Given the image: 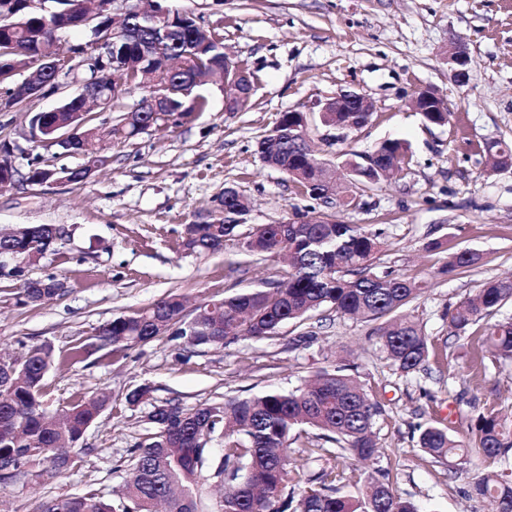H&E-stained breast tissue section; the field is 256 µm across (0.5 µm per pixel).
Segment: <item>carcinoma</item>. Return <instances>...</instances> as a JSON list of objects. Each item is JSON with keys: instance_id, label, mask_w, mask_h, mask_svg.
Instances as JSON below:
<instances>
[{"instance_id": "cac0c4a2", "label": "carcinoma", "mask_w": 512, "mask_h": 512, "mask_svg": "<svg viewBox=\"0 0 512 512\" xmlns=\"http://www.w3.org/2000/svg\"><path fill=\"white\" fill-rule=\"evenodd\" d=\"M11 26L0 28V76L3 84L15 83L11 60L36 57L50 46L58 33L74 28L38 11H19ZM131 24L139 29V40L125 45L114 60L109 75H118L117 65L131 55L142 61L144 74H152L150 46L160 30L150 17L137 14ZM162 53L174 61L162 79L166 105L174 112L201 111L207 105L202 89L224 68V44L211 31L196 25L172 26L164 36ZM83 103L72 98L57 112L40 117L44 127H76L88 140L97 138L96 128L84 123ZM370 116L363 112H328L325 122L340 129L361 128ZM299 113H284L270 134L262 138L257 152L262 161L292 178L301 192L313 196L319 174L308 166L295 138ZM154 126L151 109L126 115L107 132L109 138H130ZM408 152L398 140L386 139L375 146L368 166L357 171L371 188L394 174L395 163ZM224 218L185 225L182 246L194 253L216 252L230 238H244L242 251L256 259L284 255L288 271L270 290H243L219 304L199 307L190 325L182 323L184 298L169 295L131 315L112 319L99 329L100 340L123 352L172 332L190 347H225L242 336L255 340L276 333L287 323H301L312 313L328 308L338 314L367 321L387 317L378 328L386 359L399 373L409 375L423 369L432 343L423 327L401 315L421 292L414 278L393 270L373 271L374 259L385 242L382 232L360 224H343L333 218L279 224H246L248 209L238 194L219 199ZM61 237L49 224L25 226L18 236L1 242L0 248L16 250L28 264L39 261ZM482 256L472 250L453 255L439 273L478 264ZM58 280H26L21 295L31 305H43L60 295ZM512 302V278L490 279L478 292L462 301L451 313L454 334L471 333L476 348L472 376L486 375L485 352L512 359V318L495 323L484 333L472 330L481 320L492 318ZM55 363L50 345L31 346L26 356L12 361L15 373L0 374V470L12 478L24 473L37 458L54 454L62 461L57 473L84 461L80 442L88 427L110 403L103 394L80 398L56 412L44 403L43 381ZM152 388L143 384L125 395V402L138 406L151 402L147 421L152 432L133 449L129 461L132 479L118 499L108 503L89 491L83 495L58 497L40 502L36 512H201L200 492L204 472L216 467L224 483V497L214 512H421L411 499L398 495L390 483L369 477L336 486L334 470L321 469L300 491L288 487L290 441L305 428L322 432L328 448H310L316 458L370 462L380 454L374 426L384 409L372 401L358 380L337 366L323 367L310 381L292 390H270L248 398H230L186 408L177 399L159 404L151 401ZM418 446L436 461L475 456L489 459L512 450V426L495 410L477 417L463 444L434 422L418 426ZM223 444V455L213 465L211 443ZM473 490L492 501L495 512H512V473L487 472Z\"/></svg>"}]
</instances>
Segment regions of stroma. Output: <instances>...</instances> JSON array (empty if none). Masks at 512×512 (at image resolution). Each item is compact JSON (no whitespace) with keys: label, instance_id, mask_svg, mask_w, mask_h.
<instances>
[{"label":"stroma","instance_id":"stroma-1","mask_svg":"<svg viewBox=\"0 0 512 512\" xmlns=\"http://www.w3.org/2000/svg\"><path fill=\"white\" fill-rule=\"evenodd\" d=\"M219 34L224 50L247 73V104L229 111L221 83L205 87L203 111L173 116L127 140L100 141L105 162L80 184L33 186L32 162L57 169L83 164L80 155L44 148L30 135L29 115L48 112L76 93L59 92L0 112V145H9L17 171L0 190V230L51 224L62 236L21 277L0 276V350L23 355L50 344L56 362L44 378L49 410L107 393L110 404L83 436L82 466L53 477L46 461L24 476L0 481V512H35L39 502L97 491L112 500L128 476L132 448L150 430L149 405L128 406L126 393L151 385L155 401L179 399L193 408L227 397L289 390L324 366L346 367L381 403L376 431L381 455L369 466L348 465L347 479L387 477L423 512H490L472 492L477 476L512 470V455L486 461H435L417 444L414 425L434 420L465 440L478 415L512 406V360L488 362L485 378L470 375L472 349L452 335L447 312L487 279L512 273V167L491 169L485 145H512V0H167ZM464 43L470 79L457 86L448 73L449 44ZM420 88L446 102L447 124L427 123L411 104ZM354 90L375 106L369 125L344 133L321 120L323 104ZM307 117L315 158L342 170L379 142L398 139L409 165L373 189H350L354 207L323 204L301 193L287 174L265 165L258 142L283 113ZM251 209V224L300 221L326 212L346 224L374 225L386 246L374 263L415 277L422 290L406 308L435 352L426 368L394 372L375 329L322 309L304 324L273 336L240 339L226 348H192L168 335L113 353L98 337L113 318L178 294L188 308L248 289L272 288L286 271L278 259L246 256L237 241L222 250L191 253L180 245L185 225L212 209L226 187ZM440 249L430 251V241ZM463 250L480 264L446 276L436 271ZM56 277L67 290L47 304H23L24 280ZM80 344L94 350L70 365Z\"/></svg>","mask_w":512,"mask_h":512}]
</instances>
